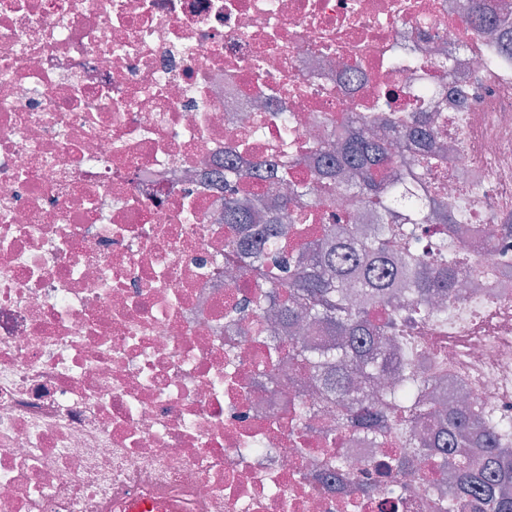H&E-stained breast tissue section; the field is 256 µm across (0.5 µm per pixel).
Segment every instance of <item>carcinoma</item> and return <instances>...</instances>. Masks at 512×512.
Here are the masks:
<instances>
[{"label": "carcinoma", "mask_w": 512, "mask_h": 512, "mask_svg": "<svg viewBox=\"0 0 512 512\" xmlns=\"http://www.w3.org/2000/svg\"><path fill=\"white\" fill-rule=\"evenodd\" d=\"M396 145L412 148L413 157L397 153ZM327 147L330 177L339 188L381 207L374 224H323L318 237L303 243L298 252L289 251L278 240L288 234L284 222L294 221L295 215L288 210L273 213L247 197L262 183L270 189L287 184L292 199H304L312 208L323 205L326 197L312 196L310 186L290 183L286 175L274 179L261 165L226 164L224 224L243 231L262 225L265 230L258 238L231 235L224 247L241 252L245 267L267 269V297L279 321H288V329L320 326L334 337L319 348L290 338L281 346L288 366L310 376L322 370V391L357 426H399L414 453L451 455L444 512H512V447L500 442L512 424L467 407L438 415L432 442L415 440L413 424L428 407V380L405 362L403 348L391 344L402 322L423 313L432 300L455 293L456 273L448 268L453 260L445 251L431 259L385 254L393 237L413 239L422 228L410 216L404 224L394 223L386 204L388 199L405 198L403 168L430 167L439 155L419 128L391 127L378 137L353 120Z\"/></svg>", "instance_id": "1"}]
</instances>
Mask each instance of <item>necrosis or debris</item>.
Wrapping results in <instances>:
<instances>
[{
    "instance_id": "4bbe7bcc",
    "label": "necrosis or debris",
    "mask_w": 512,
    "mask_h": 512,
    "mask_svg": "<svg viewBox=\"0 0 512 512\" xmlns=\"http://www.w3.org/2000/svg\"><path fill=\"white\" fill-rule=\"evenodd\" d=\"M462 2L0 0V512H440L435 460L339 423L256 321L225 328L264 280L224 253V156L318 188L349 117L439 129L413 199L448 217L420 248L464 286L397 339L436 407L511 420L512 58L486 57L512 0L479 27ZM367 221L338 192L283 245Z\"/></svg>"
}]
</instances>
